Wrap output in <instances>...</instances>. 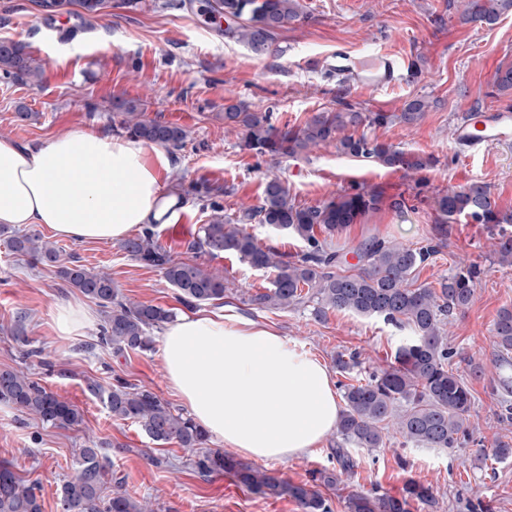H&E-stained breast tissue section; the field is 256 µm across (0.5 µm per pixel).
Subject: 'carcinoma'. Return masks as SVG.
Here are the masks:
<instances>
[{"instance_id":"cac0c4a2","label":"carcinoma","mask_w":512,"mask_h":512,"mask_svg":"<svg viewBox=\"0 0 512 512\" xmlns=\"http://www.w3.org/2000/svg\"><path fill=\"white\" fill-rule=\"evenodd\" d=\"M205 9L224 18L225 35L259 56L274 52L279 31L305 20L299 0H207ZM511 13L512 0H466L462 20L491 27ZM0 72L39 83L44 64L24 45L1 41ZM511 93L512 65L500 67L492 95ZM429 107L430 101L424 97L406 101L402 110L393 114L362 112L341 102L313 113L301 126L278 127L271 122L270 113L229 99L224 103V126L241 129L243 147L261 156L296 157L320 145H333L354 158L418 173L434 165L433 157L407 154L358 133V129L393 121L413 125ZM114 109L116 131L131 138L173 150L182 147L187 138L183 128L149 117L138 100L119 99ZM381 204V195L368 190L340 194L313 206L300 205L290 197L284 182L274 176L266 180L260 203L242 208L235 220L224 217L218 205H211L208 222L188 248L211 257L234 254L256 269L273 270L271 287L248 298L260 309L286 310L309 303L316 321L325 320L333 311H343L409 328L412 336L397 348L391 365L342 385L345 407L336 423L337 434L345 444L372 450L382 447L385 431L392 428L406 443L452 450L468 436L466 421L472 395L462 376L451 367L454 352L448 347L445 326L450 315L468 308L483 269L476 264L460 266L442 278L437 288L419 284L415 272L432 262L439 244L414 247L377 236L364 238L353 248L359 268L352 272L341 269L344 247L335 243L334 237ZM434 210L443 224H455L462 217L476 224H512V210L499 208L490 187L479 181L439 192ZM252 223L289 233L301 239L306 250L298 259L290 260L259 244L247 231L246 225ZM9 244L13 252L33 263L57 268L65 287L97 302L103 319L98 343L116 353L152 350L151 331L173 319L170 309L121 296L110 275L61 263L59 248L36 233L13 235ZM122 249L141 264L160 270L186 308L224 299V273L174 259L159 243L153 224L125 240ZM493 255L499 265L512 266V236L496 238ZM493 333L498 346L495 364L502 371L499 402L512 415L511 306L500 309ZM360 364L357 351L336 356V368L343 373ZM88 387L106 401L114 419L137 424L158 445L175 443L190 451L200 476L224 472L256 494L292 499L302 512H332L318 484L337 486L357 467L349 449L335 448L332 457L338 471H320L310 484L290 482L231 453L205 447L204 428L146 386L117 378L108 387L93 379ZM0 400L50 426L73 428L83 423V414L75 405L22 369L0 371ZM102 448L103 444L95 443L79 449L76 475L60 488L59 512H154L151 500L137 499L119 485L106 491ZM436 505L431 485L413 477L406 480L397 496L373 490L346 500L348 512H412L415 507L423 512ZM0 512H42L36 485L25 482L6 464L0 465Z\"/></svg>"}]
</instances>
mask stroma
<instances>
[{
  "label": "stroma",
  "instance_id": "obj_1",
  "mask_svg": "<svg viewBox=\"0 0 512 512\" xmlns=\"http://www.w3.org/2000/svg\"><path fill=\"white\" fill-rule=\"evenodd\" d=\"M306 20L281 31L275 52L253 55L243 44L225 37L222 19L203 10L204 0H107L95 14L70 0L47 14L33 0H0V40L26 45L42 60L40 83H25L0 74V138L41 142L72 130L112 131L114 97L141 100L149 116L184 128L188 136L177 151H167L169 166L161 173L166 190L178 191V216L185 230L171 237L175 259L219 269L226 279L223 301L202 304L205 312L234 307L270 326L330 366L334 382L348 374L333 369L337 353L358 350L362 373L387 367L409 335L375 318L348 312L313 320L306 307L260 309L248 297L270 287L272 271L258 270L237 256L212 258L190 251L193 241L218 202L229 218L240 208L260 202L266 176L286 182L296 202L315 205L341 193L374 189L384 200L401 199L403 212L384 207L350 225L338 242L351 250L375 235L408 245L434 241L439 254L425 266L420 281L437 283L457 266L476 263L484 275L472 303L455 313L446 327L454 368L465 378L474 404L469 441L453 451L416 448L389 432L383 447L354 449L359 466L335 488H323L332 512H347L346 498L372 489L396 494L407 476L432 486L436 512H469L482 502L490 512H512V459L496 461L490 454L498 441L512 442V418L501 413L494 390L496 343L493 324L499 310L512 305V267L494 264L488 228L461 220L440 229L433 196L474 181L488 184L498 206L512 210V143L467 157L454 141V128L469 113L496 106L490 97L497 69L512 63V14L488 27L460 20L463 0H300ZM386 47L419 62L422 73L389 90L372 93L329 77L327 54L343 48L360 52ZM314 57L305 69L303 57ZM433 106L415 125L392 123L368 128L378 138L408 153L433 156L430 169L407 177L372 161L321 146L296 158L274 160L242 150V132L225 127L219 114L224 101L237 98L251 108L270 112L275 125L298 126L317 110L344 101L366 112L401 111L414 96ZM28 112L23 121L19 112ZM211 185L224 194L210 198ZM44 240L56 242L92 271L108 273L120 294L182 314L174 289L162 273L128 256L116 242L76 241L56 237L38 227ZM0 233V369L27 368L33 378L60 398L76 405L82 424L60 429L43 424L0 402V464L12 465L23 479L39 488L42 512H59L61 485L75 474L74 455L89 441L106 443L105 481H122L133 497L150 498L156 512H300L288 497L256 494L224 473L199 476L191 455L175 444L158 445L136 425L114 419L109 408L86 388V378L111 384L114 377L150 387L175 409L183 402L173 394L159 351L115 354L96 341L101 317L96 302L74 289H60L54 267L30 266L13 253ZM79 303L93 311V321L72 336L58 335L53 315L59 303ZM23 316L25 333L43 351V363L23 364L20 346L10 327ZM341 439L329 434L319 448L285 462L265 461V468L291 482L334 469L332 448ZM407 468H400L398 458Z\"/></svg>",
  "mask_w": 512,
  "mask_h": 512
}]
</instances>
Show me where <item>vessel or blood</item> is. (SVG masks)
I'll return each mask as SVG.
<instances>
[{"label": "vessel or blood", "mask_w": 512, "mask_h": 512, "mask_svg": "<svg viewBox=\"0 0 512 512\" xmlns=\"http://www.w3.org/2000/svg\"><path fill=\"white\" fill-rule=\"evenodd\" d=\"M401 60V55L387 49L360 54L339 50L330 54L328 69L354 87L381 92L400 83ZM455 139L460 150L471 158L494 145L512 142V106L504 104L472 113L457 127Z\"/></svg>", "instance_id": "vessel-or-blood-1"}]
</instances>
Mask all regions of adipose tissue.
<instances>
[{
  "label": "adipose tissue",
  "instance_id": "1",
  "mask_svg": "<svg viewBox=\"0 0 512 512\" xmlns=\"http://www.w3.org/2000/svg\"><path fill=\"white\" fill-rule=\"evenodd\" d=\"M163 153L92 130L40 143L0 139V224L46 225L73 240L115 241L163 224ZM161 355L170 388L211 436L241 456L280 462L318 448L339 414L326 365L239 313H184Z\"/></svg>",
  "mask_w": 512,
  "mask_h": 512
}]
</instances>
